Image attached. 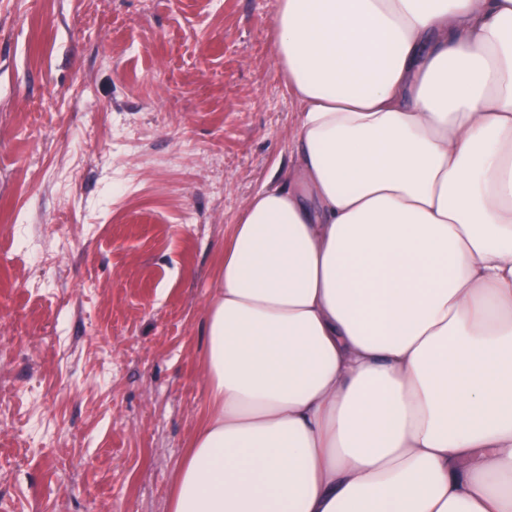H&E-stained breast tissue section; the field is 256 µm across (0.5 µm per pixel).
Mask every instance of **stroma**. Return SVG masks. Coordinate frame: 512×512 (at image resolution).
Masks as SVG:
<instances>
[{
    "label": "stroma",
    "instance_id": "35a3bbf8",
    "mask_svg": "<svg viewBox=\"0 0 512 512\" xmlns=\"http://www.w3.org/2000/svg\"><path fill=\"white\" fill-rule=\"evenodd\" d=\"M275 9L0 0V512H168L224 245L291 165Z\"/></svg>",
    "mask_w": 512,
    "mask_h": 512
}]
</instances>
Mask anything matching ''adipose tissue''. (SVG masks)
<instances>
[{
	"label": "adipose tissue",
	"instance_id": "1",
	"mask_svg": "<svg viewBox=\"0 0 512 512\" xmlns=\"http://www.w3.org/2000/svg\"><path fill=\"white\" fill-rule=\"evenodd\" d=\"M168 512H512V0H276Z\"/></svg>",
	"mask_w": 512,
	"mask_h": 512
}]
</instances>
